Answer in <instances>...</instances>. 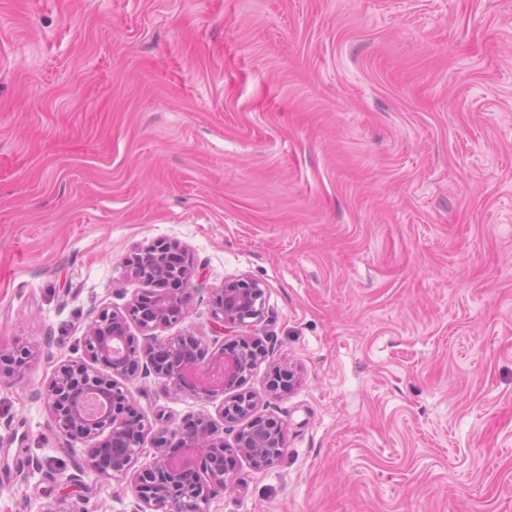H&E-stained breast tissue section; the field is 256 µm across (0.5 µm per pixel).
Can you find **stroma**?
I'll list each match as a JSON object with an SVG mask.
<instances>
[{"mask_svg": "<svg viewBox=\"0 0 512 512\" xmlns=\"http://www.w3.org/2000/svg\"><path fill=\"white\" fill-rule=\"evenodd\" d=\"M160 239L197 290L158 339L265 291L286 451L210 512H512V0H0V512H131L40 392Z\"/></svg>", "mask_w": 512, "mask_h": 512, "instance_id": "1", "label": "stroma"}]
</instances>
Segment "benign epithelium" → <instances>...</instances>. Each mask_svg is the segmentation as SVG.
<instances>
[{"instance_id": "7a95c632", "label": "benign epithelium", "mask_w": 512, "mask_h": 512, "mask_svg": "<svg viewBox=\"0 0 512 512\" xmlns=\"http://www.w3.org/2000/svg\"><path fill=\"white\" fill-rule=\"evenodd\" d=\"M173 252H178L175 245L160 241L127 259L134 278L161 290L139 296L125 314L101 309L82 336L86 359L61 363L42 390L62 438L95 442L88 459L91 469L115 480L131 477L134 512H209L211 499L236 486L226 466L229 451L241 453L257 469L272 466L285 453L283 428L252 418L256 397L242 390L263 358L250 328L264 316V289L242 278L213 292L214 318L234 329L218 349L204 352L200 339L190 332L160 341L154 330L186 319L195 291L192 266L173 263ZM131 321L151 343L143 364L130 346ZM28 358L23 348L0 351V374ZM99 362L109 372L97 368ZM141 368L169 389L202 400L219 392L229 394L221 416L226 423L241 424L234 448L225 445L210 415L201 413L188 428L172 432L178 447L168 451L159 446L150 463L134 468L149 422L123 380Z\"/></svg>"}]
</instances>
